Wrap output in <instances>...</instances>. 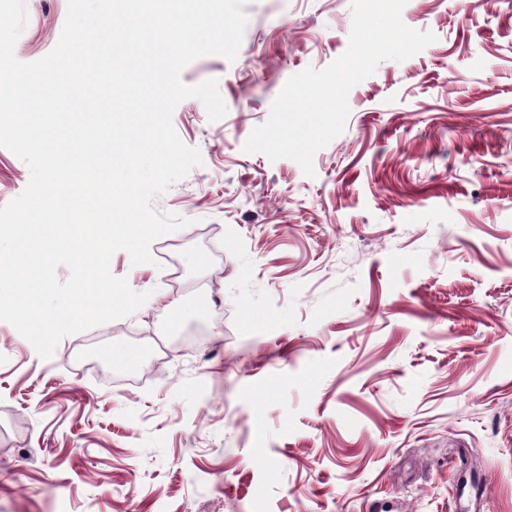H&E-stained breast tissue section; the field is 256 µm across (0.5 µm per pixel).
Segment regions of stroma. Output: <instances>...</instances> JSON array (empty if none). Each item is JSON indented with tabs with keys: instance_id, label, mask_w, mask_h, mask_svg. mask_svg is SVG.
I'll use <instances>...</instances> for the list:
<instances>
[{
	"instance_id": "stroma-1",
	"label": "stroma",
	"mask_w": 512,
	"mask_h": 512,
	"mask_svg": "<svg viewBox=\"0 0 512 512\" xmlns=\"http://www.w3.org/2000/svg\"><path fill=\"white\" fill-rule=\"evenodd\" d=\"M25 6L31 62L67 0ZM243 10L236 60L181 74L228 108L172 115L203 163L155 207L189 226L111 259L145 305L47 360L0 322V512H453L467 463L512 512V0H409L436 42L350 91L311 177L242 147L351 0Z\"/></svg>"
}]
</instances>
